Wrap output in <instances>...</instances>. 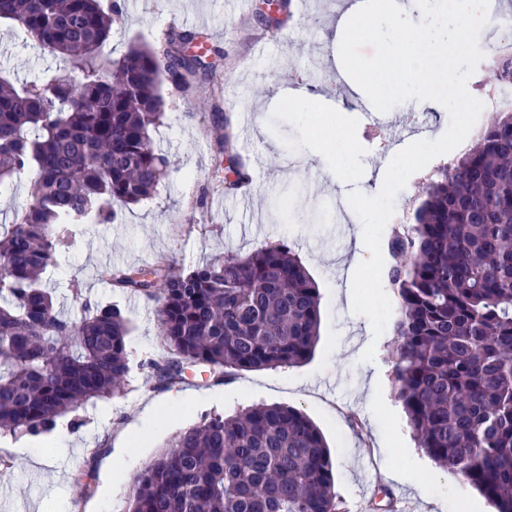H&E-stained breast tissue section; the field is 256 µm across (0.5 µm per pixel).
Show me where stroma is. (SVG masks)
Returning <instances> with one entry per match:
<instances>
[{
	"label": "stroma",
	"mask_w": 512,
	"mask_h": 512,
	"mask_svg": "<svg viewBox=\"0 0 512 512\" xmlns=\"http://www.w3.org/2000/svg\"><path fill=\"white\" fill-rule=\"evenodd\" d=\"M337 0H290L276 26L256 20L261 0H125L104 49L121 57L131 43L159 45L172 27L203 31V59L212 74L198 95L163 86L165 118L152 130L169 172L156 195L117 210L110 224L75 227L55 267L44 275L60 309L81 315L82 302L112 305L130 325L131 369L122 396L81 410L82 423L52 432L41 446L29 437H0V512H124L133 478L172 436L211 413L232 414L258 403H282L308 415L323 432L335 462L340 512H492L491 504L460 478H434L436 464L418 448L395 400L389 334L374 337L367 317L352 310V254L363 225L352 211L344 173H378L409 137L394 138L395 122L412 119L418 138L447 129L445 112L412 116L406 104L368 119L372 104L355 90H336L339 43ZM60 62L34 46L12 23L0 22V75L14 84L38 80ZM326 68L323 82L310 70ZM321 98L340 111L331 129L321 113L293 110L297 95ZM331 138L326 160L317 142ZM229 139L252 181L228 193L214 176L218 142ZM286 240L320 291V338L299 366L235 371L204 385L188 377L184 396L165 405L147 361L164 357L158 304L112 286L113 271L175 261L187 270L225 253L246 254ZM79 284L82 295L70 288ZM374 361H362L368 345ZM92 474L88 492L74 477Z\"/></svg>",
	"instance_id": "35a3bbf8"
}]
</instances>
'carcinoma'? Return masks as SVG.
<instances>
[{
    "label": "carcinoma",
    "mask_w": 512,
    "mask_h": 512,
    "mask_svg": "<svg viewBox=\"0 0 512 512\" xmlns=\"http://www.w3.org/2000/svg\"><path fill=\"white\" fill-rule=\"evenodd\" d=\"M123 0H0L8 20L58 56L22 87L0 77V187L31 180L27 203L0 224V434L39 436L91 401L124 393L130 371L120 309L62 315L42 273L72 229L109 224L112 205L148 199L169 161L150 135L167 82L199 92L204 34L171 29L158 47L103 56ZM485 83L512 86V52L483 62ZM227 189L247 179L224 140ZM385 269L396 399L419 447L495 507L512 512V104L477 147L429 176L409 222L387 240ZM157 300L166 356L147 363L164 391L200 370L299 366L319 337V287L282 240L188 271L170 262L112 274ZM334 463L302 411L258 404L211 414L175 434L134 481L127 512H336Z\"/></svg>",
    "instance_id": "1"
}]
</instances>
